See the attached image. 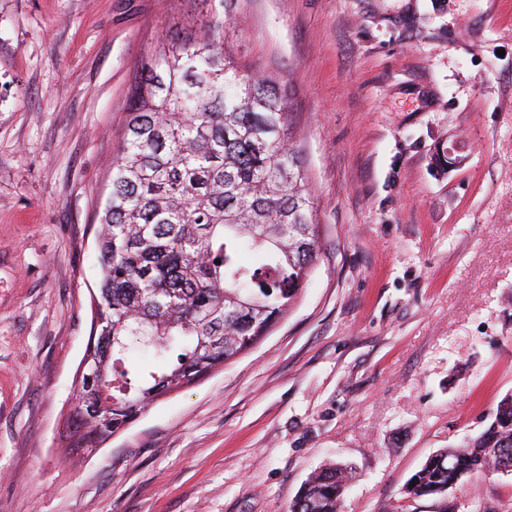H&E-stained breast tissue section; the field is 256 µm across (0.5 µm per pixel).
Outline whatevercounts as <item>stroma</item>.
Wrapping results in <instances>:
<instances>
[{"instance_id": "stroma-1", "label": "stroma", "mask_w": 512, "mask_h": 512, "mask_svg": "<svg viewBox=\"0 0 512 512\" xmlns=\"http://www.w3.org/2000/svg\"><path fill=\"white\" fill-rule=\"evenodd\" d=\"M287 88L320 252L244 354L103 448L60 441L99 282L131 82L194 0H0V512H286L356 471L343 512H435L407 480L512 394V0H243ZM455 512H512V476ZM354 472L348 465H324L304 483L287 512H342L344 493Z\"/></svg>"}]
</instances>
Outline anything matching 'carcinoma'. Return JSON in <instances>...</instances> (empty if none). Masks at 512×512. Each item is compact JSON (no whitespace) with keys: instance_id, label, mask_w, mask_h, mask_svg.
I'll list each match as a JSON object with an SVG mask.
<instances>
[{"instance_id":"carcinoma-1","label":"carcinoma","mask_w":512,"mask_h":512,"mask_svg":"<svg viewBox=\"0 0 512 512\" xmlns=\"http://www.w3.org/2000/svg\"><path fill=\"white\" fill-rule=\"evenodd\" d=\"M238 2L197 0L203 30L160 36L131 85L98 211L100 280L65 455L74 437L102 447L155 400L249 349L310 278L319 224L308 168L284 85L230 49ZM501 470L512 474L511 394L479 436L433 453L404 495L454 512L448 489ZM353 478L351 466H323L287 512H342Z\"/></svg>"}]
</instances>
